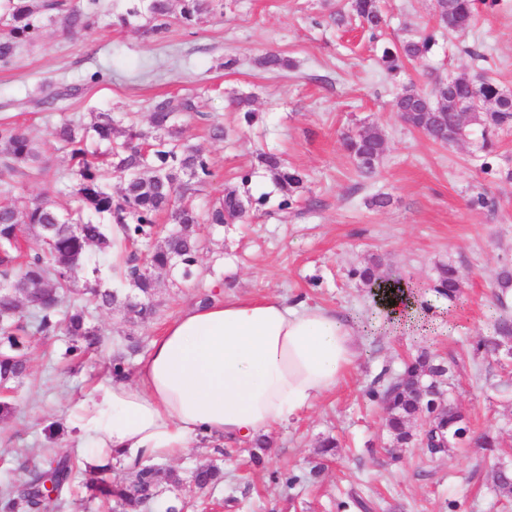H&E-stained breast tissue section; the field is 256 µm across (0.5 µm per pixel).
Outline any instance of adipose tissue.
<instances>
[{
    "mask_svg": "<svg viewBox=\"0 0 512 512\" xmlns=\"http://www.w3.org/2000/svg\"><path fill=\"white\" fill-rule=\"evenodd\" d=\"M359 348L333 311L228 295L184 310L154 339L135 382L108 379L72 403L68 422L92 444L91 469L176 459L200 437H253L313 408Z\"/></svg>",
    "mask_w": 512,
    "mask_h": 512,
    "instance_id": "1",
    "label": "adipose tissue"
}]
</instances>
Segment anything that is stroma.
<instances>
[{
	"label": "stroma",
	"mask_w": 512,
	"mask_h": 512,
	"mask_svg": "<svg viewBox=\"0 0 512 512\" xmlns=\"http://www.w3.org/2000/svg\"><path fill=\"white\" fill-rule=\"evenodd\" d=\"M61 2L15 64L0 67V124L43 142L49 166L62 174L69 159L50 141L61 118L87 122L99 112L128 113L145 128L155 99L189 95L197 110L181 123L213 168L195 206L206 210L231 189L256 203L244 220L200 225L210 246L198 257L196 282L156 274L160 307L152 322L130 327L121 305L93 311L104 341L81 360L64 358V337L31 339L28 375L7 393L15 411L0 421V485L44 467L50 447L83 459L86 450L67 425V411L111 377L116 353H125L126 377L135 379L154 337L204 296L275 295L349 319L358 328V359L334 392L266 434L264 466L249 465L248 440L193 443L163 462L180 480L160 479L147 512L195 501L191 475L211 463L223 468L224 485L206 512H339L341 501L346 512H512V498L498 495L492 479L495 460L512 462V361L472 352L490 330L499 275L512 269V129L491 133L488 151L478 133L443 147L391 106L404 86L427 90L436 78L480 71L512 91V0L481 7L465 36L436 32L431 52L396 72L379 63L384 47L433 26V0H379L386 25L375 39L355 23H336L347 0H214L198 24L172 21L161 39L138 24L119 23L128 0H99L88 30L62 22L63 10L80 0ZM473 49L481 60L470 57ZM269 52L288 58L290 68L262 67ZM230 57L236 64L228 69ZM95 72L101 75L96 83ZM74 85L76 97L42 104L48 92ZM235 95L250 98L253 121L232 107ZM215 123L223 126V139L211 138ZM369 128L383 134L386 148L376 173L363 176L342 138ZM264 153L305 176L289 217L278 210L282 193L260 160ZM243 169L252 172L246 185L238 178ZM479 192L493 198L495 208L472 204ZM378 193L389 195L386 208L369 206ZM375 257L382 278H400L429 304L425 328L385 326L369 288L349 278L351 269ZM448 262L467 276L456 304L433 290L439 265ZM422 350L455 359L451 398L474 431L499 436L496 455L472 446L440 456L417 446L390 447L383 410L368 392ZM328 437L339 446L324 456L320 445ZM291 476L297 479L292 486Z\"/></svg>",
	"instance_id": "obj_1"
}]
</instances>
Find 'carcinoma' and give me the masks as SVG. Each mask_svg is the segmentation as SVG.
<instances>
[{"instance_id": "obj_1", "label": "carcinoma", "mask_w": 512, "mask_h": 512, "mask_svg": "<svg viewBox=\"0 0 512 512\" xmlns=\"http://www.w3.org/2000/svg\"><path fill=\"white\" fill-rule=\"evenodd\" d=\"M97 0L70 8L64 16L71 28L94 24ZM177 19L186 26L197 24L211 10V0H179ZM480 0H434L436 26L450 34L465 32L476 20ZM60 8L57 0H0V23L7 32L0 37V64H11L17 49L39 35L42 17ZM173 14L172 0H138L127 16L145 21L147 31L163 37ZM358 19L367 30H382L384 19L378 0H351L350 14L336 13V24L348 17ZM434 45L433 32L402 41L383 50L380 64L389 72L425 57ZM393 108L403 121L418 128L431 141L453 145L471 135L472 126L482 133L512 126V93L503 90L485 73L473 77L453 76L435 82L429 92L410 85L393 100ZM195 111L189 97H165L154 102L150 126L146 130L130 125L124 140H116L118 130L109 112L97 113L89 123L65 119L54 130L60 148L68 151L71 167L63 177L52 175L41 145L13 125H0V383L20 384L27 376V338L68 337L65 355L78 359L103 341L100 329L92 325L84 310H66L67 301L77 294L75 283L85 272V292L100 309L120 302L121 291L102 287L104 266L112 249V225L119 224L127 246L133 252L125 259L120 283L137 289L141 299L127 305L133 326L152 320L159 311L154 299L156 271L175 272L184 281L197 277L196 256L203 240L198 224H229L241 218L252 200L231 190L216 199L202 213L191 203L212 176L211 161L181 137L178 119ZM343 145L355 160L358 171L371 174L385 151V139L377 129L360 130L345 137ZM263 163L283 189L279 210L288 213L293 192L303 182L302 175L289 171L274 154ZM123 180L119 197L109 186L111 177ZM39 177L62 183L59 194L72 197L75 206L62 207L52 197H29L24 181ZM167 217L177 229L162 243L151 242L158 234L159 221ZM38 233L36 247H22V230ZM148 247L139 266L134 249ZM378 263L354 268L351 277L371 288L380 287ZM465 274L448 264L439 269L434 290L437 295L458 302ZM512 350V319L493 317L491 334L474 346L475 354H501ZM455 362H438L422 352L407 363L403 372L381 389L370 391V399L382 406L390 446L410 448L419 441L416 422L425 416L427 451L441 455L445 447L475 444L488 450L498 447L499 438L489 432L473 436L467 414L445 397L438 377H450ZM48 470L33 469L20 484L0 487V501L8 509L23 512H50L51 497L46 483L57 494L70 489L78 470L70 457L51 449ZM160 470L147 465L134 472L132 484L109 483L96 473L85 480L94 498L113 501V512H142L155 497ZM192 481L201 492L216 490L222 482L218 467L197 469ZM496 490L512 495V468L493 470Z\"/></svg>"}]
</instances>
